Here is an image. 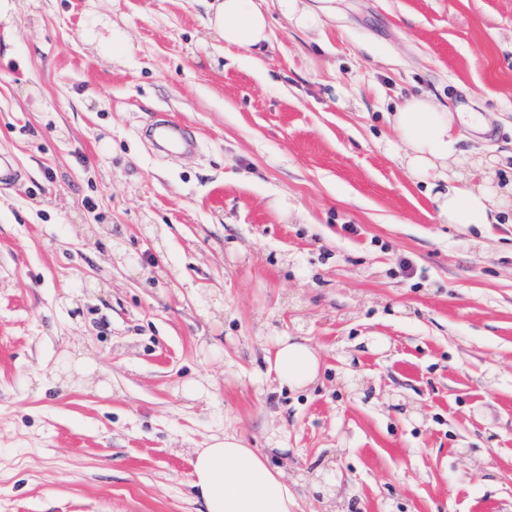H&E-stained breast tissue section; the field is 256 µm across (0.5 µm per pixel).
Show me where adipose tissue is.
<instances>
[{"mask_svg":"<svg viewBox=\"0 0 512 512\" xmlns=\"http://www.w3.org/2000/svg\"><path fill=\"white\" fill-rule=\"evenodd\" d=\"M274 8L300 30L321 24L302 0H209L206 24L225 46L259 49L270 42ZM458 119V113L423 93L398 103L389 122L404 148L402 165L432 192L440 223H497L500 200L488 188L468 184L451 165L460 140ZM271 367L281 384L302 388L317 379L319 357L306 341L282 336ZM193 486L204 512H296L298 507L282 471L232 433L211 437L196 449Z\"/></svg>","mask_w":512,"mask_h":512,"instance_id":"adipose-tissue-1","label":"adipose tissue"}]
</instances>
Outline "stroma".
Instances as JSON below:
<instances>
[{
  "mask_svg": "<svg viewBox=\"0 0 512 512\" xmlns=\"http://www.w3.org/2000/svg\"><path fill=\"white\" fill-rule=\"evenodd\" d=\"M14 4L0 512H203L193 452L226 432L298 512H504L512 195L498 223H439L386 114L421 91L482 113L462 169L512 184V0H305L321 28L275 16L259 52L225 49L204 0ZM162 120L192 156L152 149ZM283 335L316 384L269 374ZM150 136L173 151H191L197 146L196 138L174 122L152 127Z\"/></svg>",
  "mask_w": 512,
  "mask_h": 512,
  "instance_id": "stroma-1",
  "label": "stroma"
}]
</instances>
